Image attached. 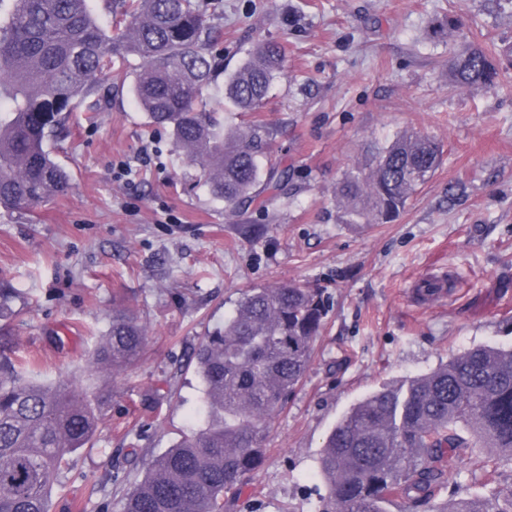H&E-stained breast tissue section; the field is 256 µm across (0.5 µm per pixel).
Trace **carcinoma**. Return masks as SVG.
Masks as SVG:
<instances>
[{
  "mask_svg": "<svg viewBox=\"0 0 512 512\" xmlns=\"http://www.w3.org/2000/svg\"><path fill=\"white\" fill-rule=\"evenodd\" d=\"M11 2L0 25V208L31 211L70 188L48 142L82 99L125 82L112 60L118 50L141 61L133 85L140 109L152 125L170 130L224 207L239 213L272 204L285 173L261 166L265 129L224 130L213 114L226 100L241 112L261 107L283 73L279 43L259 41L225 81L224 96L212 97L216 60L209 49L220 31L199 0H112L119 20L110 32L87 0ZM499 80L491 50L457 45L449 85L491 87ZM439 156L427 135L398 136L336 188L344 223L390 222ZM325 316L320 288L281 285L245 294L224 329L195 352L205 426L151 463L121 512H224L225 501L261 466L265 432L303 379ZM146 340L135 317H114L91 365L116 376ZM97 420L87 389L28 381L0 350V512H48L60 464L90 441ZM470 448L512 463V347L463 350L354 404L319 454L327 487L320 512H388L399 499L428 500L459 484L451 459ZM427 512H512V481L487 497L446 499Z\"/></svg>",
  "mask_w": 512,
  "mask_h": 512,
  "instance_id": "obj_1",
  "label": "carcinoma"
}]
</instances>
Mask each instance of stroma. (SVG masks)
<instances>
[{
	"mask_svg": "<svg viewBox=\"0 0 512 512\" xmlns=\"http://www.w3.org/2000/svg\"><path fill=\"white\" fill-rule=\"evenodd\" d=\"M222 32L211 92L262 39L285 47L262 107L224 106L230 129L267 130L289 178L270 210L226 212L169 132L113 86L54 140L72 187L33 211L0 208V282L19 298L0 337L21 373L72 380L101 400L88 444L67 456L49 512H121L150 462L204 419L193 354L255 288H320L325 330L271 420L265 457L226 512H318L317 458L336 422L383 384L478 345H512V0H203ZM495 45L502 86L455 89V40ZM417 131L442 163L391 222L343 223L336 185L396 136ZM245 224L271 232L251 240ZM444 298L420 299L424 282ZM147 329L118 376L89 364L113 311Z\"/></svg>",
	"mask_w": 512,
	"mask_h": 512,
	"instance_id": "1",
	"label": "stroma"
}]
</instances>
